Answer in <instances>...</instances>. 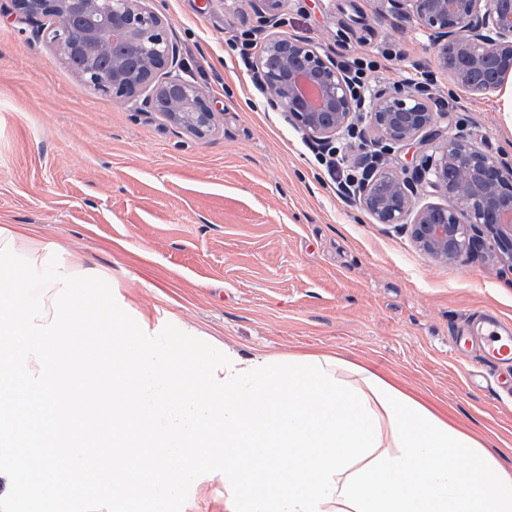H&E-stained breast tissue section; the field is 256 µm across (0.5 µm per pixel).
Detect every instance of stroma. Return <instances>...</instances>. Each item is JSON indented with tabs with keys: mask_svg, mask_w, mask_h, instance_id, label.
I'll use <instances>...</instances> for the list:
<instances>
[{
	"mask_svg": "<svg viewBox=\"0 0 512 512\" xmlns=\"http://www.w3.org/2000/svg\"><path fill=\"white\" fill-rule=\"evenodd\" d=\"M154 5L178 41L182 77L217 110L209 137L86 90L41 36L43 18L0 0V227L33 228L60 245L59 264L97 269L91 296L111 292L113 315L146 320L159 344L194 329L214 356L337 354L479 436L511 470L512 370L482 365L453 333L481 310L512 325V270L489 248L439 262L404 225L375 223L342 198L227 41L255 28L341 61L399 48V65L374 72L373 88L433 72L439 128L511 156L502 93L455 86L416 20L380 16L376 0H286L273 27L248 0Z\"/></svg>",
	"mask_w": 512,
	"mask_h": 512,
	"instance_id": "1",
	"label": "stroma"
}]
</instances>
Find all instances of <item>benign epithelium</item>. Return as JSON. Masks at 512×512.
Segmentation results:
<instances>
[{
  "instance_id": "7a95c632",
  "label": "benign epithelium",
  "mask_w": 512,
  "mask_h": 512,
  "mask_svg": "<svg viewBox=\"0 0 512 512\" xmlns=\"http://www.w3.org/2000/svg\"><path fill=\"white\" fill-rule=\"evenodd\" d=\"M152 0H14L28 17H51L48 38L63 59L77 57L82 84L123 103L156 105L195 136H208L216 110L205 93L176 74L182 67L177 41L166 16ZM285 0H252L255 12L275 24ZM380 12L414 18L448 69L446 50L461 64L454 82L476 95L512 77V0H378ZM490 55L501 60L490 85L472 81L471 72ZM267 102L288 123L317 143L336 138L355 117L376 132L377 146L415 142L434 146L437 159L413 169L373 168L354 200L378 224H404L419 248L433 258L455 262L494 243L497 260L512 268V161L481 149L466 136L443 137L436 112L424 93L386 87L358 99L348 70L335 57L290 37L268 39L256 63ZM423 193L448 200L422 204Z\"/></svg>"
}]
</instances>
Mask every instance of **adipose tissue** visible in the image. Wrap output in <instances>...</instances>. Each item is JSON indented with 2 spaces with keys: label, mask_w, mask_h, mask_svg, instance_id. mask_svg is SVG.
<instances>
[{
  "label": "adipose tissue",
  "mask_w": 512,
  "mask_h": 512,
  "mask_svg": "<svg viewBox=\"0 0 512 512\" xmlns=\"http://www.w3.org/2000/svg\"><path fill=\"white\" fill-rule=\"evenodd\" d=\"M56 250L0 227V256L19 260L0 274V512H158L160 488L217 477L224 512H512V470L483 442L336 356L227 350L182 390L187 366L143 330L89 320L99 274ZM119 340L135 360L103 356ZM94 401L112 419V460L95 467L74 437ZM134 430L154 447L138 486Z\"/></svg>",
  "instance_id": "ef3b65f1"
}]
</instances>
